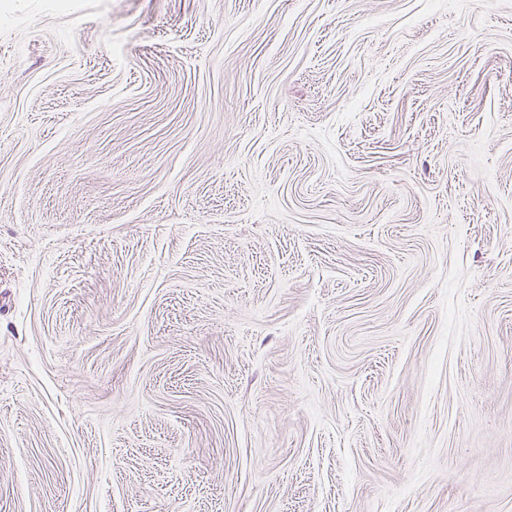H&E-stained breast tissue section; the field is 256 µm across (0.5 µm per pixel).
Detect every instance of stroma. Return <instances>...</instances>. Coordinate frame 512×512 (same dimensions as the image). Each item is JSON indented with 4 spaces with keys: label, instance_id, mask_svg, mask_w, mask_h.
Wrapping results in <instances>:
<instances>
[{
    "label": "stroma",
    "instance_id": "1",
    "mask_svg": "<svg viewBox=\"0 0 512 512\" xmlns=\"http://www.w3.org/2000/svg\"><path fill=\"white\" fill-rule=\"evenodd\" d=\"M0 512H512V0H0Z\"/></svg>",
    "mask_w": 512,
    "mask_h": 512
}]
</instances>
